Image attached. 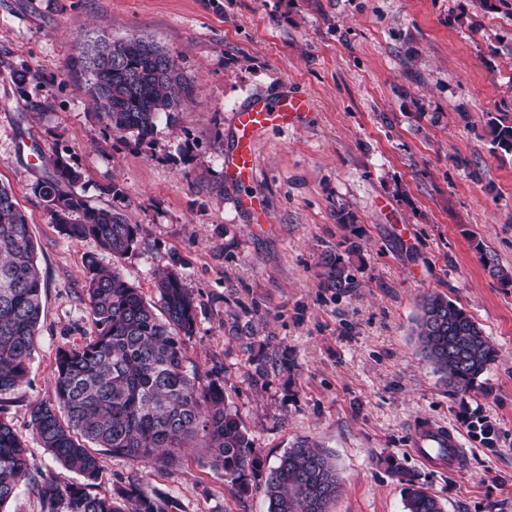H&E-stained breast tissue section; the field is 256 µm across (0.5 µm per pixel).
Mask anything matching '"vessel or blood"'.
<instances>
[{"label": "vessel or blood", "mask_w": 512, "mask_h": 512, "mask_svg": "<svg viewBox=\"0 0 512 512\" xmlns=\"http://www.w3.org/2000/svg\"><path fill=\"white\" fill-rule=\"evenodd\" d=\"M307 106L305 97L291 94L274 104L254 98L233 112L235 140L224 157V176L240 187L238 203L243 210L256 215L264 209V197L255 188L254 153L259 136L268 129L295 124ZM412 445L414 453L427 464L442 459L452 467L460 463L462 444L458 435L445 425L430 420L420 422L414 429Z\"/></svg>", "instance_id": "vessel-or-blood-1"}]
</instances>
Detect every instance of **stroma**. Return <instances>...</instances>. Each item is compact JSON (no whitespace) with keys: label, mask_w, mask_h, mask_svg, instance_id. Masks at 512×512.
Segmentation results:
<instances>
[{"label":"stroma","mask_w":512,"mask_h":512,"mask_svg":"<svg viewBox=\"0 0 512 512\" xmlns=\"http://www.w3.org/2000/svg\"><path fill=\"white\" fill-rule=\"evenodd\" d=\"M133 35L188 80L183 109L142 143L107 127L74 64ZM21 65L40 75L23 94L9 77ZM290 92L308 112L259 139L257 219L224 177L230 116ZM493 118L512 125V0H0V184L28 218L43 282L28 379L0 419L25 439L32 475L75 478L34 438L31 407L55 397L58 351L92 331L91 256L151 301L158 272L179 273L197 306L188 371L223 384L266 466L303 437L330 449L342 479L332 512H404L393 458L444 512H512V283L480 261L487 251L512 271V154L493 148ZM59 154L90 206L137 225L125 256L52 224L33 188ZM350 239L358 286L339 298L319 287L318 262ZM430 293L468 311L499 351L466 395L418 349ZM424 419L457 432L460 469L415 455ZM482 421L492 441L475 432ZM100 459L102 494L134 477L172 512H266L262 489L237 495L200 444L171 464Z\"/></svg>","instance_id":"stroma-1"}]
</instances>
